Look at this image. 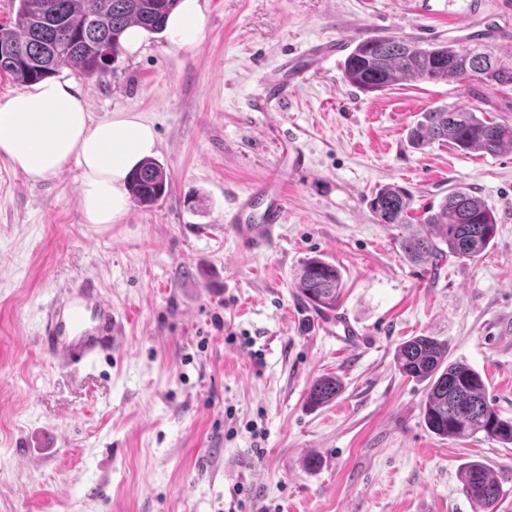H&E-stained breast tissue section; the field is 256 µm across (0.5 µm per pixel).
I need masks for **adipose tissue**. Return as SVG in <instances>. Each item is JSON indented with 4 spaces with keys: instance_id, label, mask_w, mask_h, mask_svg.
Here are the masks:
<instances>
[{
    "instance_id": "adipose-tissue-1",
    "label": "adipose tissue",
    "mask_w": 512,
    "mask_h": 512,
    "mask_svg": "<svg viewBox=\"0 0 512 512\" xmlns=\"http://www.w3.org/2000/svg\"><path fill=\"white\" fill-rule=\"evenodd\" d=\"M204 28L200 0H181L166 24L170 41L183 48L196 46ZM157 148L154 128L136 115L116 112L93 121L71 79L49 78L0 100V154L33 183L75 166L82 214L89 224L123 218L128 176Z\"/></svg>"
}]
</instances>
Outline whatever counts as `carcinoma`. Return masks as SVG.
<instances>
[{
	"instance_id": "cac0c4a2",
	"label": "carcinoma",
	"mask_w": 512,
	"mask_h": 512,
	"mask_svg": "<svg viewBox=\"0 0 512 512\" xmlns=\"http://www.w3.org/2000/svg\"><path fill=\"white\" fill-rule=\"evenodd\" d=\"M14 26L0 25V74L20 84L54 76L68 68L83 77L107 75L117 61L121 39L130 26L156 33L179 0H17ZM342 65V78L366 92L383 91L406 81L462 82L467 73L492 88H512V60L495 56L486 47H460L440 42L427 47L400 36H358ZM112 55L106 57L103 50ZM409 143L422 149L435 143L461 152L495 154L512 149V125L501 123L471 107H436L421 113L408 131ZM171 180L153 158L131 176L127 191L134 203L149 207L165 197ZM369 209L382 224L420 229L401 234L398 242L407 259L416 264L453 257L469 262L481 256L495 239L497 219L474 192L463 185L449 189L438 209L412 216V197L402 187L378 189ZM301 301L317 313L334 311L344 280L336 264L323 254L304 259L294 275ZM398 370L427 383L423 405L426 427L453 441L478 434L512 445V419L504 418L487 399L481 373L463 360H448V345L434 336H415L397 348ZM341 379L322 376L311 385L307 404L316 409L336 400ZM463 491L475 512H495L504 489L490 469L470 461L460 472Z\"/></svg>"
}]
</instances>
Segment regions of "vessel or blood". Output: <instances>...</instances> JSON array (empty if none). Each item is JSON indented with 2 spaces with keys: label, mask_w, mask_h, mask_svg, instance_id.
Returning a JSON list of instances; mask_svg holds the SVG:
<instances>
[{
  "label": "vessel or blood",
  "mask_w": 512,
  "mask_h": 512,
  "mask_svg": "<svg viewBox=\"0 0 512 512\" xmlns=\"http://www.w3.org/2000/svg\"><path fill=\"white\" fill-rule=\"evenodd\" d=\"M306 67L284 60L266 81V97L283 98L303 78ZM287 161V155H280L275 174L252 184L224 214L225 223L234 225L251 241L270 240L285 222ZM76 292L67 311H54L40 340L45 354L72 369L88 366L117 342L111 303L88 281L80 284Z\"/></svg>",
  "instance_id": "obj_1"
}]
</instances>
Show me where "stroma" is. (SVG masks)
Masks as SVG:
<instances>
[{
  "mask_svg": "<svg viewBox=\"0 0 512 512\" xmlns=\"http://www.w3.org/2000/svg\"><path fill=\"white\" fill-rule=\"evenodd\" d=\"M201 3L196 47L160 33L105 77L76 79L93 120L131 112L155 127L171 177L157 204L88 224L76 167L34 184L0 157V512H474L460 482L472 460L505 491L497 512H512V447L429 432L424 384L394 363L411 337L447 341L512 417V150L407 138L441 105L512 124V90L408 81L365 94L343 81L340 53L284 99L262 96L285 59L324 39H478L512 56V0ZM289 142L303 163L287 220L253 244L224 213ZM386 184L419 214L468 186L497 218L493 244L464 264L409 263L400 228L368 206ZM316 252L342 270L336 313L358 347L298 298L293 276ZM86 280L111 302L120 343L74 370L39 338L52 301ZM327 374L343 392L310 409Z\"/></svg>",
  "mask_w": 512,
  "mask_h": 512,
  "instance_id": "1",
  "label": "stroma"
}]
</instances>
